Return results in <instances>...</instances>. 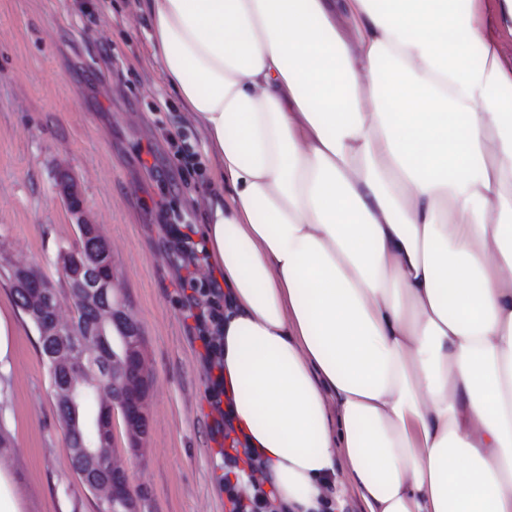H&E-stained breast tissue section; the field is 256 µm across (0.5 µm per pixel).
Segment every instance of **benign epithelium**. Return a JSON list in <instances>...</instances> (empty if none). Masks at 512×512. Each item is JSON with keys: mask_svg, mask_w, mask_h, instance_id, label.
Instances as JSON below:
<instances>
[{"mask_svg": "<svg viewBox=\"0 0 512 512\" xmlns=\"http://www.w3.org/2000/svg\"><path fill=\"white\" fill-rule=\"evenodd\" d=\"M0 265L10 267L13 284L25 299L26 309L31 318L38 322L44 336L62 335V324L55 318L46 317V309L56 299L54 284L43 281L40 271L33 265L16 263L0 252ZM60 272L67 282L66 300L70 304L92 305L102 296L116 293L113 275L97 277L85 266L59 261ZM116 322L112 308L108 305L99 309L98 319L92 335L102 334ZM87 383L66 378L55 386V398L71 417L66 430V452L78 474L93 493L103 500H125L126 512H139L126 472L120 466L112 448V425L109 418L111 404L121 398L131 399L146 380L142 361L136 358L112 357L101 367L88 370ZM101 399V410L96 418L97 434L94 442L87 441L84 425L80 422L78 410L89 392Z\"/></svg>", "mask_w": 512, "mask_h": 512, "instance_id": "7a95c632", "label": "benign epithelium"}]
</instances>
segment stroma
<instances>
[{
  "label": "stroma",
  "instance_id": "1",
  "mask_svg": "<svg viewBox=\"0 0 512 512\" xmlns=\"http://www.w3.org/2000/svg\"><path fill=\"white\" fill-rule=\"evenodd\" d=\"M147 31L137 0H0V250L65 290L57 256L77 235L62 187L74 183L110 247L148 371L147 435L129 454L115 421L116 459L141 512H224L217 413L157 207L163 194L176 196L202 226L216 162L165 183L174 163L167 135L197 128L153 62ZM0 314L20 326L0 367V428L11 440L0 470L14 476L23 512H97L65 451L38 333L4 280Z\"/></svg>",
  "mask_w": 512,
  "mask_h": 512
}]
</instances>
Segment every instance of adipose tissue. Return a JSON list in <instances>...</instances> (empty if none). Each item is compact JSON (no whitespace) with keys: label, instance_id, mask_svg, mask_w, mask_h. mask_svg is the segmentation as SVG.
<instances>
[{"label":"adipose tissue","instance_id":"ef3b65f1","mask_svg":"<svg viewBox=\"0 0 512 512\" xmlns=\"http://www.w3.org/2000/svg\"><path fill=\"white\" fill-rule=\"evenodd\" d=\"M218 158L224 375L282 498L512 512V65L488 0H143ZM338 424L330 426L329 413ZM336 486L337 490L341 488L343 490V496L341 497L343 504L340 510L346 508L349 512L367 511L363 499L351 479L348 460L342 450L338 451L336 456ZM342 511L345 512L346 510L343 509Z\"/></svg>","mask_w":512,"mask_h":512}]
</instances>
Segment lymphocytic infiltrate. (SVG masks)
Listing matches in <instances>:
<instances>
[{
	"instance_id": "obj_1",
	"label": "lymphocytic infiltrate",
	"mask_w": 512,
	"mask_h": 512,
	"mask_svg": "<svg viewBox=\"0 0 512 512\" xmlns=\"http://www.w3.org/2000/svg\"><path fill=\"white\" fill-rule=\"evenodd\" d=\"M159 216L171 265L179 275L183 306L192 320L189 332L203 347L200 363L208 374L209 399L218 413L214 431L224 439L219 451L223 474L218 481L224 512H292L273 486L267 459L240 427L235 395L224 379V310L231 306L233 294L222 288L217 277L198 282L194 271L207 262L208 255L192 238L188 210L166 198L159 204Z\"/></svg>"
}]
</instances>
